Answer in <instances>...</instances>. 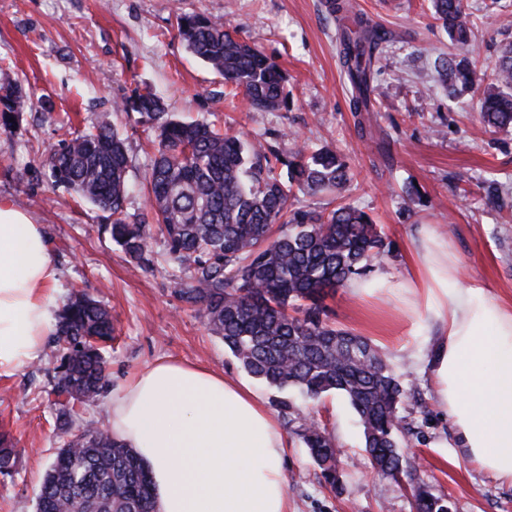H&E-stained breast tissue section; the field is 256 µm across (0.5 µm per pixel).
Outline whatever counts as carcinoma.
<instances>
[{"instance_id":"1","label":"carcinoma","mask_w":512,"mask_h":512,"mask_svg":"<svg viewBox=\"0 0 512 512\" xmlns=\"http://www.w3.org/2000/svg\"><path fill=\"white\" fill-rule=\"evenodd\" d=\"M452 40L471 42L463 0H430ZM188 50L242 90L258 111L288 107L279 66L237 37L221 20L176 13ZM390 37L356 15L340 29L338 56L352 90L353 112L370 111L380 73L382 45ZM449 93L455 85L478 86L477 71L463 61L436 66ZM29 107L18 83L0 88V132L12 130ZM135 112L155 132L146 177L152 219L181 269L180 299L224 340L244 370L268 385L295 388L308 400L335 392L355 411L372 467L397 481L410 475L398 449L408 393L405 375L372 342L329 325L326 298L362 277L389 252V243L364 211L340 206L329 212L295 209L298 194L341 190L350 182L346 165L331 151L295 145L288 155L251 143L237 133L216 132L204 122L182 121L146 88L116 106ZM480 117L493 130L512 129V47L503 51L495 82L482 92ZM49 179L63 184L112 222V243L143 270L155 266L151 228L125 214L130 160L111 116L63 139L47 157ZM112 312L84 290L74 291L58 312L56 351L48 369L60 439L37 497V512H154L147 470L131 448L87 417L111 386L107 354ZM302 439L324 480L339 484L340 450L318 426ZM11 439L0 434V473L15 465ZM412 512H448V499L413 489Z\"/></svg>"}]
</instances>
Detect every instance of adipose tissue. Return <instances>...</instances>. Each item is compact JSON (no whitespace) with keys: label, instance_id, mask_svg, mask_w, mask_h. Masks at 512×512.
<instances>
[{"label":"adipose tissue","instance_id":"adipose-tissue-1","mask_svg":"<svg viewBox=\"0 0 512 512\" xmlns=\"http://www.w3.org/2000/svg\"><path fill=\"white\" fill-rule=\"evenodd\" d=\"M455 268L447 243L423 234L407 303L440 323L428 364L462 447L512 482V305L477 286L449 289ZM56 276L43 226L0 198V371L54 334ZM107 423L148 470L154 512H288L285 435L242 381L160 358L113 388Z\"/></svg>","mask_w":512,"mask_h":512}]
</instances>
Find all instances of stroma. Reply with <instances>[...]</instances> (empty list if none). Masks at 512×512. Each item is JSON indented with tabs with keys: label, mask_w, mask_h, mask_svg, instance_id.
Here are the masks:
<instances>
[{
	"label": "stroma",
	"mask_w": 512,
	"mask_h": 512,
	"mask_svg": "<svg viewBox=\"0 0 512 512\" xmlns=\"http://www.w3.org/2000/svg\"><path fill=\"white\" fill-rule=\"evenodd\" d=\"M392 32L372 111L350 109V86L337 54L339 23L326 0H0V86L20 82L30 106L18 126L0 134V197L44 226L57 270L51 290L61 306L78 286L112 311L111 379L121 384L157 357L168 356L249 381L288 440L285 472L293 512H411V489L429 487L453 512H512V483L470 461L430 382L427 360L437 324L405 303L409 258L421 231L445 238L458 263L449 288L477 285L512 303V131L490 132L479 119V92L449 96L434 67L438 55L468 58L493 80L512 45V0H463L472 22L461 51L433 19L429 0H348ZM224 21L272 58L287 78L288 108L259 112L195 58L179 36L176 13ZM152 89L168 112L232 128L288 153L295 140L328 148L347 163L345 191L297 195L303 209L350 205L368 213L391 252L367 278L385 291L357 296L338 289L328 299L336 327L364 336L408 376L410 394L399 435L416 466L412 482L375 471L362 428L347 400L329 393L296 399L282 412L278 391L249 379L223 341L175 292L177 266L147 272L112 244L103 215L52 186L47 151L64 137L62 121L88 128L103 113L124 138L131 161L130 217H149L141 184L150 168L149 134L116 103ZM52 344L12 373L0 375V433L17 453L0 474V512H35L43 475L59 445L50 416L47 370ZM326 429L341 450V490L326 484L301 437L303 425Z\"/></svg>",
	"instance_id": "stroma-1"
}]
</instances>
